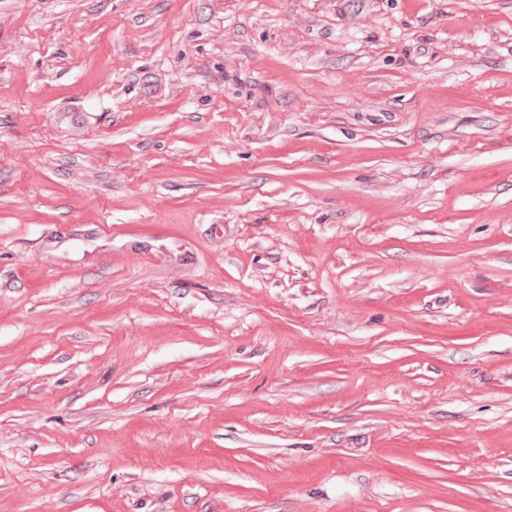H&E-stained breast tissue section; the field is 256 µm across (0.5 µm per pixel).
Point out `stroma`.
Instances as JSON below:
<instances>
[{
    "label": "stroma",
    "instance_id": "obj_1",
    "mask_svg": "<svg viewBox=\"0 0 512 512\" xmlns=\"http://www.w3.org/2000/svg\"><path fill=\"white\" fill-rule=\"evenodd\" d=\"M0 512H512V0H0Z\"/></svg>",
    "mask_w": 512,
    "mask_h": 512
}]
</instances>
